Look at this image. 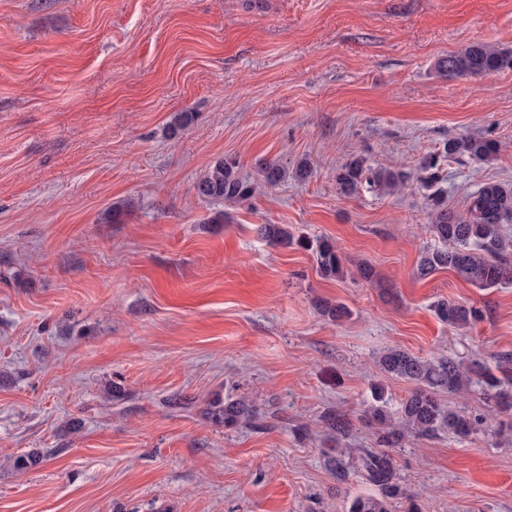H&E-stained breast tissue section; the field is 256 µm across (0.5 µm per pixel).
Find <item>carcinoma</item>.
<instances>
[{"label":"carcinoma","mask_w":512,"mask_h":512,"mask_svg":"<svg viewBox=\"0 0 512 512\" xmlns=\"http://www.w3.org/2000/svg\"><path fill=\"white\" fill-rule=\"evenodd\" d=\"M505 68H512V52L488 44H473L448 55L440 62V69L450 77H478ZM195 116L179 112L169 123V135L175 137L188 128ZM498 151V142L492 138L462 136L448 140L446 157L467 156L471 160L488 161ZM405 173L392 169H374L361 158H353L336 170V185L340 193L351 196L366 185L378 191H389L404 185ZM200 197L216 201L242 202L254 191L251 181L240 175L232 159L217 161L196 184ZM431 231L443 247L422 254L417 274L426 277L440 269L454 271L477 288H505L512 285V241L504 237L501 227L512 223V187L497 182H486L471 195L464 213H455L433 195ZM263 235L275 245L298 244L312 252L322 275L338 277L343 274L342 258L334 245L325 239L295 237L285 225L266 224ZM438 317L452 327H468L481 319L479 310L472 306L448 300L436 305ZM379 369L393 377L414 383L409 396L394 412L385 405L384 389L376 384L372 397L376 405L367 408L369 421L375 425L377 447L372 451L338 448L331 465L336 476L344 479L349 467H354L373 486L375 495L355 497L349 512H393L395 500L403 495L397 483L391 457L383 452L395 448L405 434L434 436L448 432L466 437L486 421L485 417L465 410H456L442 404L443 391L481 389L487 407L507 411L512 408V357L499 358L495 376L487 366L473 361L465 364L452 357L422 358L400 348H389L377 358ZM224 424L233 425L242 420L257 419L256 409L245 398L229 400L220 407ZM336 441L348 438L351 423L343 414L333 413L327 418Z\"/></svg>","instance_id":"carcinoma-1"}]
</instances>
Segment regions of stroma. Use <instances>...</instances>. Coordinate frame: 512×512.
Segmentation results:
<instances>
[{"label": "stroma", "mask_w": 512, "mask_h": 512, "mask_svg": "<svg viewBox=\"0 0 512 512\" xmlns=\"http://www.w3.org/2000/svg\"><path fill=\"white\" fill-rule=\"evenodd\" d=\"M476 42L512 50V0H0V512H348L374 487L337 479L325 416L374 447L372 384L391 409L412 389L383 350L512 355V287L416 274L438 244L426 157L456 213L512 185V69L438 67ZM178 112L196 119L172 137ZM462 135L497 157L444 159ZM357 156L409 178L342 195ZM223 158L248 201L197 195ZM265 224L328 239L343 276ZM441 299L483 316L452 328ZM240 397L263 426L212 418ZM440 398L487 421L406 434L400 485L420 512H512V417ZM31 451L41 464L16 471Z\"/></svg>", "instance_id": "35a3bbf8"}]
</instances>
